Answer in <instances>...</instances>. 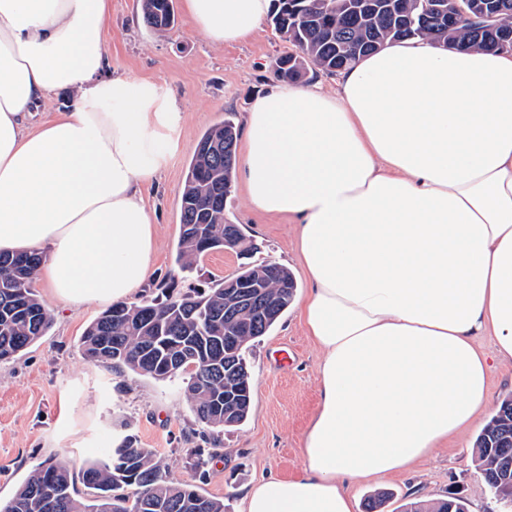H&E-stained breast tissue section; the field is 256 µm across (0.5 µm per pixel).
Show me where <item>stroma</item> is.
Listing matches in <instances>:
<instances>
[{
  "instance_id": "1",
  "label": "stroma",
  "mask_w": 512,
  "mask_h": 512,
  "mask_svg": "<svg viewBox=\"0 0 512 512\" xmlns=\"http://www.w3.org/2000/svg\"><path fill=\"white\" fill-rule=\"evenodd\" d=\"M174 9V26L158 32L143 23L139 0H111L104 23L110 66L154 80L174 95L181 110L180 134L167 163L144 192L155 213L158 249L142 292L161 300L193 286L207 287L242 266L243 257L217 250L202 258L191 277L174 275L181 194L202 134L228 116L243 126L252 100L275 81L276 59L292 49L267 22L245 42L211 44L194 28L181 0ZM226 218L255 245L254 259L291 270L297 302L304 299L309 285L298 260L295 220L249 207L238 180ZM34 288L52 323L35 343L0 362L1 501L10 499L39 464L94 458L128 435L153 449L171 477L195 482L203 494L224 500L229 512H239L253 485L300 471L301 440L319 402L320 351L305 332L297 302L267 335L250 342L249 415L242 425L215 436L197 423L182 377L158 381L83 358L80 341L100 307L64 308L43 282ZM507 397H512V363L493 361L488 405L479 418L409 470L380 485H357L353 512H362L364 498L381 489L393 494L385 512H397L405 502L433 501L451 488L466 497L469 512H512V504L490 493L473 462L478 434ZM199 458L206 462L200 474L193 468Z\"/></svg>"
}]
</instances>
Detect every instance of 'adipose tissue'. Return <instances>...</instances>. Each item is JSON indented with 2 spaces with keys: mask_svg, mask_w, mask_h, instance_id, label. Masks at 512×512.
Returning <instances> with one entry per match:
<instances>
[{
  "mask_svg": "<svg viewBox=\"0 0 512 512\" xmlns=\"http://www.w3.org/2000/svg\"><path fill=\"white\" fill-rule=\"evenodd\" d=\"M271 0H184L213 44L256 34ZM110 0H0V251L48 247L65 306L133 298L155 223L144 187L179 114L154 81L110 70ZM73 93L29 126L32 107ZM249 205L297 221L301 306L320 401L297 476L240 512H351L356 484L408 469L488 401L480 337L512 362V53L415 37L329 91L277 83L245 121Z\"/></svg>",
  "mask_w": 512,
  "mask_h": 512,
  "instance_id": "adipose-tissue-1",
  "label": "adipose tissue"
}]
</instances>
